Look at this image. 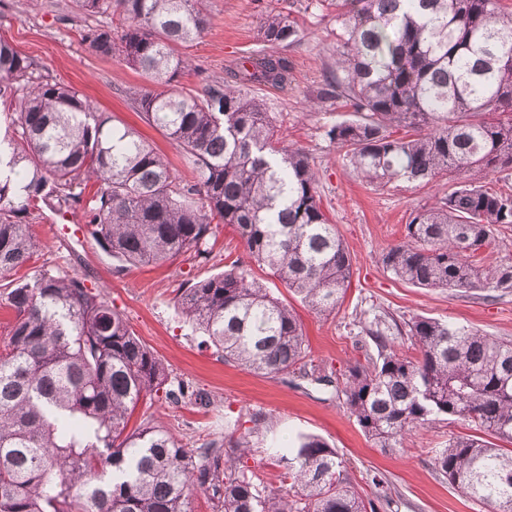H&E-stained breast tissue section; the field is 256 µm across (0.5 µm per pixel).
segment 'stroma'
<instances>
[{"label":"stroma","mask_w":512,"mask_h":512,"mask_svg":"<svg viewBox=\"0 0 512 512\" xmlns=\"http://www.w3.org/2000/svg\"><path fill=\"white\" fill-rule=\"evenodd\" d=\"M210 23L204 35L186 48L192 69L179 78L183 90L198 91L223 80L234 62L261 50L260 23L265 15L292 10L299 30L297 44L284 49L291 81L283 89L252 88L274 119L278 137L303 147L317 173L322 207L336 225L351 255V285L334 313L319 315L300 296L288 290L268 269L251 262L236 233L224 225L213 227L205 257H174L161 265L130 266L113 259L90 235L83 209L55 213L33 212L29 218L41 247L39 258L25 275L59 266L86 276L88 286L101 291L108 304L122 312L136 335L164 362L172 380L207 392L209 406L170 403L159 397L140 403L131 425L153 419L170 436L189 448L207 441H223L230 425L261 416L263 440L248 463L266 485L278 487L279 451L296 446L303 435H315L345 460L352 482L364 497H372V476L382 477L395 501L392 512H489L488 506L462 496L436 470L433 456L450 436L473 433L471 423L439 420L408 432L399 450L384 449L369 439L343 406L331 386L289 376L257 375L224 363L177 305V296L195 282L223 273L240 262L253 277L292 308L299 317L309 355L334 374L349 364L376 355L362 324L375 311L396 319L429 317L468 326L485 334L512 340V290L487 296L480 289L458 292L447 288H418L387 270L381 257L405 234L415 211L430 205L439 186L394 182L382 188L350 174L342 155L326 132L351 119L336 102L306 111L307 97L321 84L325 65L336 53V10L309 5L308 0H208ZM102 16L80 14L74 0H0V37L31 60L37 74L71 86L88 97L113 125L136 129L157 151L165 154L177 178L197 180L189 155L176 149L161 131L145 123L132 106L135 92L150 81L121 54L103 58L81 43L86 27L102 23Z\"/></svg>","instance_id":"1"}]
</instances>
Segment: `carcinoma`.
Returning a JSON list of instances; mask_svg holds the SVG:
<instances>
[{
  "mask_svg": "<svg viewBox=\"0 0 512 512\" xmlns=\"http://www.w3.org/2000/svg\"><path fill=\"white\" fill-rule=\"evenodd\" d=\"M84 15L119 13L82 41L97 56L120 52L165 86L136 109L194 158L195 184L134 130L110 125L80 91L34 76L0 39V104L18 135L0 142V278L15 311L0 343V512H381L392 498L372 477L369 500L345 461L316 436L279 458L280 486L266 489L244 459L261 423L224 446L187 448L137 406L165 399L207 406L206 393L169 380L162 360L77 272L17 277L40 249L29 216L71 209L89 182L90 234L122 263H163L207 253L212 222L233 228L249 256L319 315L336 310L352 260L322 209L308 153L277 138L253 86L283 89L290 65L279 48L300 40L291 13L261 22L267 50L201 93L171 88L191 67L182 52L209 24L207 0H75ZM339 49L306 109L334 99L354 119L326 135L369 185L451 182L415 212L403 239L382 254L396 277L420 288L512 289V265L485 263L497 227L512 224V10L501 0H336ZM499 174L492 184L487 172ZM178 305L215 354L246 370L293 373L318 385L332 375L307 359L301 323L235 263L185 289ZM408 330H403V327ZM407 332L418 356L398 353L387 332ZM377 358L355 362L336 395L361 430L397 448L412 428L457 417L512 443V341L419 317L377 315L364 327ZM435 468L469 498L512 512V449L454 435Z\"/></svg>",
  "mask_w": 512,
  "mask_h": 512,
  "instance_id": "obj_1",
  "label": "carcinoma"
}]
</instances>
